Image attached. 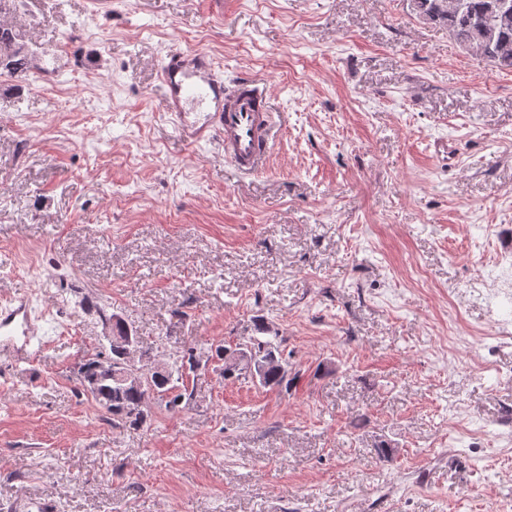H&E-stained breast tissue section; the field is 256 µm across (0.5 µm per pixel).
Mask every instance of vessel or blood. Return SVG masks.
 Segmentation results:
<instances>
[{"label": "vessel or blood", "instance_id": "b4317fda", "mask_svg": "<svg viewBox=\"0 0 512 512\" xmlns=\"http://www.w3.org/2000/svg\"><path fill=\"white\" fill-rule=\"evenodd\" d=\"M165 106L175 128L193 145L220 141L236 171L263 169L273 149L276 121L271 101L256 79L226 88L211 56L200 50H170L159 68ZM28 298L0 307V352L24 349L44 337Z\"/></svg>", "mask_w": 512, "mask_h": 512}]
</instances>
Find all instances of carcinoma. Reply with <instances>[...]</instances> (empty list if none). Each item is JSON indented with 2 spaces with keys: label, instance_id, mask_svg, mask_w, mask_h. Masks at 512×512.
<instances>
[{
  "label": "carcinoma",
  "instance_id": "carcinoma-1",
  "mask_svg": "<svg viewBox=\"0 0 512 512\" xmlns=\"http://www.w3.org/2000/svg\"><path fill=\"white\" fill-rule=\"evenodd\" d=\"M420 4L427 17L441 16L448 21V34L460 47L477 52L497 68L512 70V0H420ZM31 64L24 34L11 25L0 24V77L19 78ZM238 351H247L264 364L259 374L263 386L275 388L285 381L282 358L271 341L252 337L233 348L222 346L216 349V355L222 360L226 353ZM119 362L121 353L115 348L109 357L96 354L86 359L81 367L94 382L87 392L117 421L139 427L148 418L145 407L149 391L121 379ZM153 387L159 398H167L171 408L184 399L182 393L169 396L176 388L170 372L154 380Z\"/></svg>",
  "mask_w": 512,
  "mask_h": 512
}]
</instances>
